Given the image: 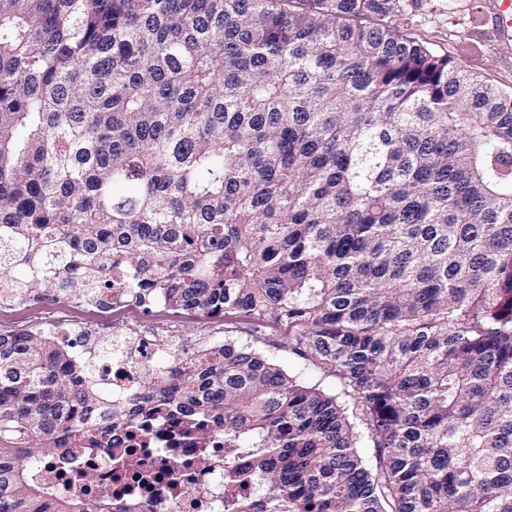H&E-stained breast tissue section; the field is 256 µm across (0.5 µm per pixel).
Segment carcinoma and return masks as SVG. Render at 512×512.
Returning a JSON list of instances; mask_svg holds the SVG:
<instances>
[{
    "instance_id": "1",
    "label": "carcinoma",
    "mask_w": 512,
    "mask_h": 512,
    "mask_svg": "<svg viewBox=\"0 0 512 512\" xmlns=\"http://www.w3.org/2000/svg\"><path fill=\"white\" fill-rule=\"evenodd\" d=\"M391 3L0 0V293L285 326L350 398L227 341L151 378L235 512H512V92L346 23ZM106 409L0 333V512H123L24 466Z\"/></svg>"
}]
</instances>
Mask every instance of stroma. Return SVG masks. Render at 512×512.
Returning <instances> with one entry per match:
<instances>
[{
  "label": "stroma",
  "mask_w": 512,
  "mask_h": 512,
  "mask_svg": "<svg viewBox=\"0 0 512 512\" xmlns=\"http://www.w3.org/2000/svg\"><path fill=\"white\" fill-rule=\"evenodd\" d=\"M484 0H395L392 11L382 17H369L379 24L424 45L434 54L451 58L483 81L512 91V61L500 58L490 46L487 28L480 24ZM47 322L66 324L76 332L112 337L113 323L150 336H179L186 347L209 346L229 337L238 346H248L269 357L302 383L336 396L347 397L334 376L316 371L288 350V330L270 325L254 329L249 321L235 322L232 334H225L224 322L203 315L187 316L165 307L125 309L104 316L79 300L42 297L12 306L0 305V333L33 330Z\"/></svg>",
  "instance_id": "stroma-1"
}]
</instances>
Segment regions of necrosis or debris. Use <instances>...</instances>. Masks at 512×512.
<instances>
[{
    "label": "necrosis or debris",
    "mask_w": 512,
    "mask_h": 512,
    "mask_svg": "<svg viewBox=\"0 0 512 512\" xmlns=\"http://www.w3.org/2000/svg\"><path fill=\"white\" fill-rule=\"evenodd\" d=\"M40 333L90 365L96 387L117 413L111 447L85 448L59 464L43 460L37 471L53 470L57 487L80 488L90 500L107 487L125 512H224V450L214 427L196 431L180 416L155 420L140 411L149 379L191 358L182 337L135 332L107 342L53 323Z\"/></svg>",
    "instance_id": "4bbe7bcc"
}]
</instances>
